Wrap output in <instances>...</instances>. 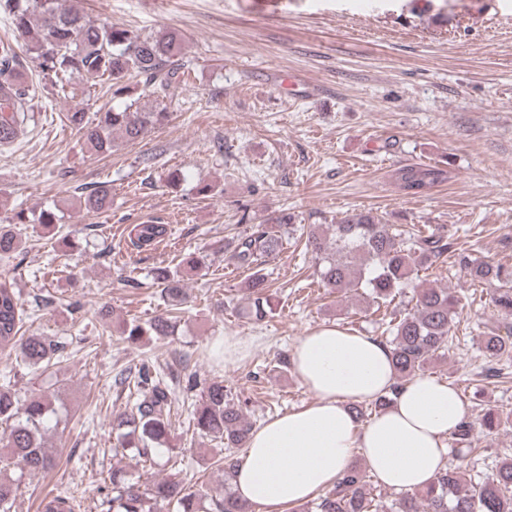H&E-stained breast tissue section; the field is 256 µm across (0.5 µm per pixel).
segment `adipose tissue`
Returning <instances> with one entry per match:
<instances>
[{
  "label": "adipose tissue",
  "instance_id": "adipose-tissue-1",
  "mask_svg": "<svg viewBox=\"0 0 512 512\" xmlns=\"http://www.w3.org/2000/svg\"><path fill=\"white\" fill-rule=\"evenodd\" d=\"M293 364L314 399L252 430L233 480L242 499L287 512L332 488L357 455L398 490L420 488L445 468L447 437L465 416L451 385L421 375L396 386L388 347L335 324L301 336ZM389 393L393 403L358 425L349 403Z\"/></svg>",
  "mask_w": 512,
  "mask_h": 512
}]
</instances>
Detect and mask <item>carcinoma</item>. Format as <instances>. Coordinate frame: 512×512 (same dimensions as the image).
Masks as SVG:
<instances>
[{"mask_svg": "<svg viewBox=\"0 0 512 512\" xmlns=\"http://www.w3.org/2000/svg\"><path fill=\"white\" fill-rule=\"evenodd\" d=\"M0 11L9 15L20 45L0 39V146L16 140L34 121L33 85L20 77L22 57H27L42 79L63 85L77 78L112 87V97L131 98L135 91L150 88L165 91L186 81L187 71L179 62L184 37L177 30L165 29L147 35L136 34L109 21L94 23L68 4V0H0ZM169 113L163 108L142 109L127 104L98 114L94 126L76 110L70 122L83 131L85 140L98 154L112 151L114 134L129 143L146 131L161 127ZM395 181L407 195H423L448 180V171L438 166L409 165L398 169ZM86 210L99 212L112 207V195L104 185L92 189L84 198ZM60 221L57 208L41 209L29 218L25 211L14 213L11 224L0 225V254L16 252L22 244L21 225L33 222L55 232ZM293 230L292 217L281 215L271 224H256L238 236L224 252L236 265L254 270L248 284L252 314L264 319L270 307L262 266L283 249V237ZM166 234L163 224H136L129 241L137 249L150 247ZM306 247L320 261L319 275L327 288L348 293L352 288L376 305H390L399 290L413 288L412 309L401 315L381 318L383 333L390 336L392 364L397 386L392 394L371 403L379 411L394 401L398 386L425 373L434 361L446 356L455 318L462 308L461 298L449 288L424 287L418 283L419 271L447 259L473 282H498L493 295L497 311L512 316V265L470 259L456 247L453 235L425 225L406 224L394 228L370 212L356 213L329 229L311 225L305 232ZM155 284L164 293L168 310L152 321L130 322L121 336L138 344L155 336L173 335L175 320L184 301L178 274L166 267L157 269ZM28 318L13 283L0 278V347L16 348V357L28 367L46 369L59 360L66 343L42 336H20ZM485 356L502 361L512 358V336L491 334L481 340ZM132 387L128 410L116 415L112 429L117 432V447L131 450L152 463L157 454L175 449L172 444L171 405L180 396L196 393L192 409L194 429L224 445V455L216 460L231 478L237 465L236 450L245 446L253 429L241 405L229 398L224 383L206 381L195 375L180 378L166 374L155 362L145 359L127 375L118 378ZM57 419L56 409L47 396L20 399L11 379L0 383V425L9 432L0 437V512H13L18 480L7 475L11 468L36 474L49 470L53 459L44 446L49 423ZM499 413L487 410L481 418H465L451 433L457 452H480L476 430L486 434L502 427ZM112 512H161L167 506L174 512H253L252 504L233 492L217 496L204 490H192L175 478L155 480L142 487L131 483L117 471L112 472V497L102 501ZM74 497L59 492L45 497L41 512H76ZM368 475L358 465H350L337 484L304 507L306 512H379ZM388 512H512V456L506 455L491 476L481 482L466 478L461 467H447L428 486L406 493L392 501Z\"/></svg>", "mask_w": 512, "mask_h": 512, "instance_id": "cac0c4a2", "label": "carcinoma"}]
</instances>
